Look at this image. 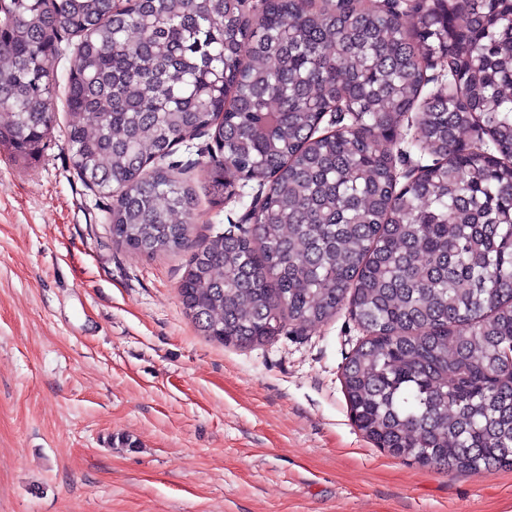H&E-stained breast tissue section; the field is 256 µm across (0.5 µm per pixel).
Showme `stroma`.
I'll return each instance as SVG.
<instances>
[{"label": "stroma", "instance_id": "obj_1", "mask_svg": "<svg viewBox=\"0 0 512 512\" xmlns=\"http://www.w3.org/2000/svg\"><path fill=\"white\" fill-rule=\"evenodd\" d=\"M66 56L35 164L0 152V512H512V470L422 467L376 448L341 372L363 338L348 311L255 348L202 336L179 285L187 253L117 247L111 200L73 169ZM415 119L399 173L431 164ZM202 134L172 160L198 204L190 237L239 223L214 201Z\"/></svg>", "mask_w": 512, "mask_h": 512}]
</instances>
